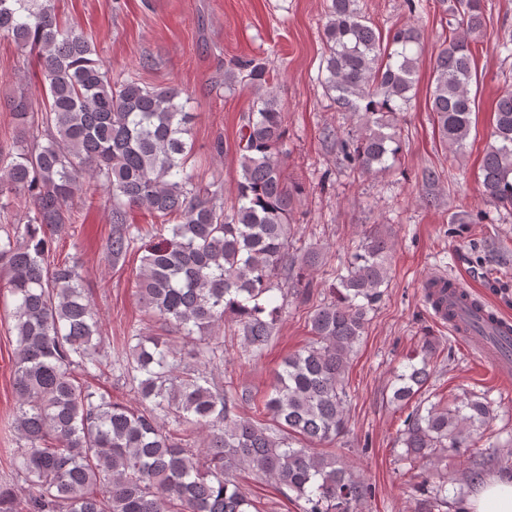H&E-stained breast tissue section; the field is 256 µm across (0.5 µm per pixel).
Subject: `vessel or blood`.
<instances>
[{"instance_id": "b4317fda", "label": "vessel or blood", "mask_w": 512, "mask_h": 512, "mask_svg": "<svg viewBox=\"0 0 512 512\" xmlns=\"http://www.w3.org/2000/svg\"><path fill=\"white\" fill-rule=\"evenodd\" d=\"M426 288L435 296L431 304L435 315L467 340L474 356L501 374L512 371V319L486 303H475L468 287L456 277L436 274Z\"/></svg>"}]
</instances>
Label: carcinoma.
<instances>
[{
  "label": "carcinoma",
  "mask_w": 512,
  "mask_h": 512,
  "mask_svg": "<svg viewBox=\"0 0 512 512\" xmlns=\"http://www.w3.org/2000/svg\"><path fill=\"white\" fill-rule=\"evenodd\" d=\"M436 2L454 27L435 54L430 110L442 142L458 156L476 111L473 44L484 0ZM0 34L36 58L47 96L38 121L28 96L9 100L25 147L0 146V209L13 195L31 199L0 237V272L15 301L14 418L22 445L14 475L29 487L19 499L0 484V512H259L234 479L241 468L294 493L303 512H359L372 488L320 446L347 432L344 376L388 282L393 245L386 235L364 238L347 274L336 277L334 299L314 310L312 341L284 359L254 406L269 416L264 423L239 411L250 392L205 368L228 353L218 340L197 347L191 364L165 336H130L126 376L141 408L112 401L86 381L112 374V352L81 276L67 261H50L55 236L75 223L78 192L86 182L99 184L112 201V261L138 239L126 208L161 219L136 274L145 312L186 341L225 326L241 348L262 352L279 321L274 292H283L292 269L306 274L321 263L316 251H289L298 190L286 175L285 115L268 62L236 63L255 98L238 131L239 178L226 209L217 204L220 191L188 170L193 113L180 88L113 78L92 40L60 23L53 0H0ZM323 35L322 85L336 110L358 123L336 145L360 170L382 171L401 150L396 114L414 97L421 32L403 25L384 37L359 0H330ZM493 137L480 167L483 195L509 209L511 91L496 102ZM435 351L424 340L421 365L397 375L392 401L405 405L421 393ZM492 415L491 402L479 397L417 405L399 438L407 471L470 447L471 434ZM196 433L204 434L201 448ZM455 503L442 481L426 489L419 512Z\"/></svg>",
  "instance_id": "1"
}]
</instances>
